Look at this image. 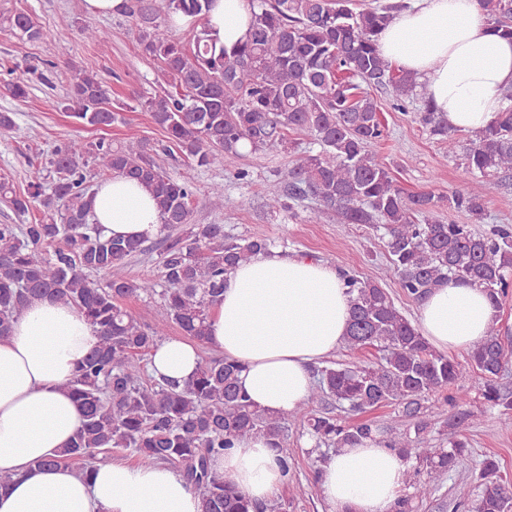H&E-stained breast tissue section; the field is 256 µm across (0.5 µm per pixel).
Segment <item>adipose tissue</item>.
<instances>
[{"label":"adipose tissue","mask_w":512,"mask_h":512,"mask_svg":"<svg viewBox=\"0 0 512 512\" xmlns=\"http://www.w3.org/2000/svg\"><path fill=\"white\" fill-rule=\"evenodd\" d=\"M255 0H214L209 24L225 47L243 41ZM382 56L425 81L449 129L488 126L512 88V41L494 35L477 0H410L379 36ZM94 219L106 234L134 240L160 232L152 195L122 176L101 183ZM351 297L342 270L311 258L260 253L226 278L210 317V344L242 368L239 384L255 406L294 409L308 396L311 369L343 342ZM498 313L484 288L450 281L421 303L417 327L441 352L472 349ZM96 336L75 307L32 300L0 339V512H201L198 496L172 469L125 462L87 475L59 464L83 423L66 390ZM200 364L196 348L160 342L149 356L155 376L182 380ZM409 466L397 451L364 440L331 454L319 488L328 512H392ZM225 482L254 502L285 482L282 454L263 436L235 442L214 462Z\"/></svg>","instance_id":"ef3b65f1"}]
</instances>
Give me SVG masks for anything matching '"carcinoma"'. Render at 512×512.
Segmentation results:
<instances>
[{
  "label": "carcinoma",
  "mask_w": 512,
  "mask_h": 512,
  "mask_svg": "<svg viewBox=\"0 0 512 512\" xmlns=\"http://www.w3.org/2000/svg\"><path fill=\"white\" fill-rule=\"evenodd\" d=\"M212 0H129L125 14L142 54L160 62L164 94L135 107L112 104L95 72L74 69L69 92L48 106L83 126L110 127L123 113L142 108L197 166L235 167L247 154L273 148L294 153L296 130L319 150L302 152L287 175L267 186L274 212H293L294 202L312 197L318 216L338 224L368 225L384 232L390 264L403 292L416 301L450 280L477 283L495 307L512 283V228L494 225L479 233L471 224L433 218L443 206L472 221L484 219L494 183L486 177L512 174V106L488 127L471 133L466 169L483 180L450 196L409 192L377 156L384 137L382 110L372 91H381L404 111L418 103L416 119L430 136L451 133L427 96L426 83L392 67L380 54L378 35L407 8L402 0L357 10L352 0H258L245 42L232 49L218 43L207 23ZM491 30L512 38V0H477ZM201 21L189 44L173 33L171 18ZM31 42L46 36L37 19L20 12L0 19ZM169 147L146 141L112 146L102 140L71 139L57 148L49 167L34 165L27 190L0 181V202L20 220L0 224V338L11 335L27 304L50 297L78 308L97 341L68 384L84 412V422L56 462L88 473L112 459V449L129 452L139 464H164L190 483L201 512H285L284 504L256 503L227 486L213 461L242 438L262 435L288 456V423L298 422L322 446L339 450L362 439L383 436L370 421L349 414L398 407L413 435L385 440L414 459L413 493L401 496L395 512H414L432 497L438 480L469 454L458 436L448 447L429 436L432 421L459 409L451 426L460 428L470 403L457 385L460 364L434 350L415 324L377 281L346 274L351 322L344 339L350 350L374 348L379 360L330 364L316 370L307 400L294 410L270 413L247 401L238 384L240 365L222 356L201 361L190 378L178 381L148 371V355L165 328L148 325L121 304L134 296L155 302L190 339L205 346L209 319L224 280L237 266L269 250L266 237H234L222 224L192 223L193 186L167 170ZM111 175L137 181L155 200L164 231L158 278L133 279L131 257L144 242L108 236L93 220L91 164ZM43 217L28 219L32 203ZM508 349L493 324L469 352L483 379L485 403L512 419V391L499 378ZM456 387L452 394L448 388ZM331 400L335 409L320 407ZM427 472L428 479L418 476ZM512 512V486L496 460L484 458L472 479L455 491L454 510Z\"/></svg>",
  "instance_id": "cac0c4a2"
}]
</instances>
